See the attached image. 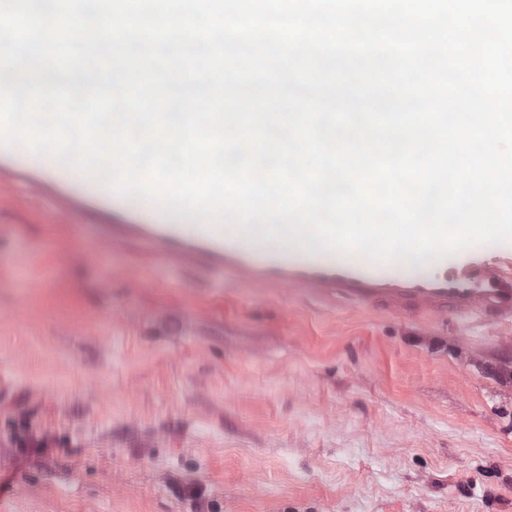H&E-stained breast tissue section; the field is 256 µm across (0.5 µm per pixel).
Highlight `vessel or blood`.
<instances>
[{
    "mask_svg": "<svg viewBox=\"0 0 512 512\" xmlns=\"http://www.w3.org/2000/svg\"><path fill=\"white\" fill-rule=\"evenodd\" d=\"M25 177L31 193L46 190L72 203L98 206L112 216L107 248L145 240L174 267L206 263L254 288H291L312 295L332 292L382 306L396 314L493 312L512 316V250L465 249L427 264L424 272L379 264L353 254L335 255L290 236L265 237L261 226L246 234L199 219L159 212L153 205L113 194L67 165H45L22 147L0 146V175Z\"/></svg>",
    "mask_w": 512,
    "mask_h": 512,
    "instance_id": "obj_1",
    "label": "vessel or blood"
}]
</instances>
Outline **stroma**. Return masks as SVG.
Returning <instances> with one entry per match:
<instances>
[{"instance_id": "obj_1", "label": "stroma", "mask_w": 512, "mask_h": 512, "mask_svg": "<svg viewBox=\"0 0 512 512\" xmlns=\"http://www.w3.org/2000/svg\"><path fill=\"white\" fill-rule=\"evenodd\" d=\"M0 180V512H512V336L252 288ZM27 418L56 440L8 441Z\"/></svg>"}]
</instances>
